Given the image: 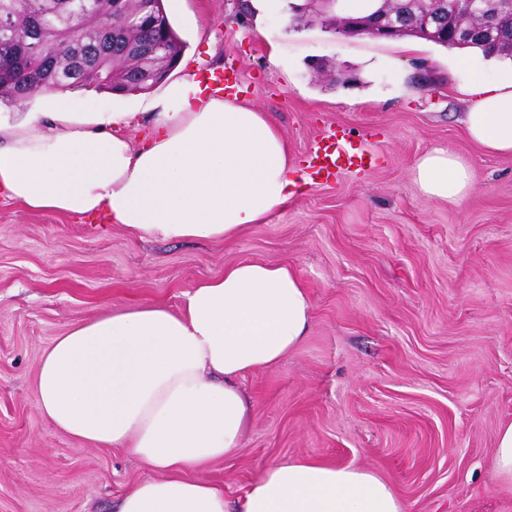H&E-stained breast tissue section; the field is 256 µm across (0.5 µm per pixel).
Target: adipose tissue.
I'll use <instances>...</instances> for the list:
<instances>
[{
  "instance_id": "adipose-tissue-1",
  "label": "adipose tissue",
  "mask_w": 512,
  "mask_h": 512,
  "mask_svg": "<svg viewBox=\"0 0 512 512\" xmlns=\"http://www.w3.org/2000/svg\"><path fill=\"white\" fill-rule=\"evenodd\" d=\"M458 116L468 140L512 155V64L470 67ZM45 111L0 115V197L33 212L102 218L140 239H235L295 195L297 166L266 113L171 82L152 133L133 144L132 112H83L71 94ZM412 179L427 198L461 205L472 172L442 147ZM313 308L291 267L240 261L184 293L180 311L144 303L73 326L44 352L36 378L43 418L73 439L124 448L156 475L130 485L114 512H405L373 472L309 460L269 465L236 500L186 478L233 455L253 404L248 374L277 367L305 340Z\"/></svg>"
}]
</instances>
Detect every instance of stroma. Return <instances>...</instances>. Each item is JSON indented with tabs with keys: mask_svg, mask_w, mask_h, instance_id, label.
<instances>
[{
	"mask_svg": "<svg viewBox=\"0 0 512 512\" xmlns=\"http://www.w3.org/2000/svg\"><path fill=\"white\" fill-rule=\"evenodd\" d=\"M238 10L184 0L170 17L185 44L173 77L232 63L239 98L269 112L299 169L331 129L370 162L304 183L230 242L142 241L0 200V512H111L150 476L125 449L42 417V355L86 320L146 302L179 310L184 292L239 261L294 268L312 322L278 367L243 380L254 411L238 452L190 478L232 498L270 464L309 459L371 470L406 512H512L493 461L512 422V156L481 152L456 123L467 69L418 38L296 30L284 6L258 25ZM318 63L350 82L322 80ZM164 90L81 95L93 112H149ZM435 147L472 169L462 205L425 197L411 178Z\"/></svg>",
	"mask_w": 512,
	"mask_h": 512,
	"instance_id": "obj_1",
	"label": "stroma"
}]
</instances>
